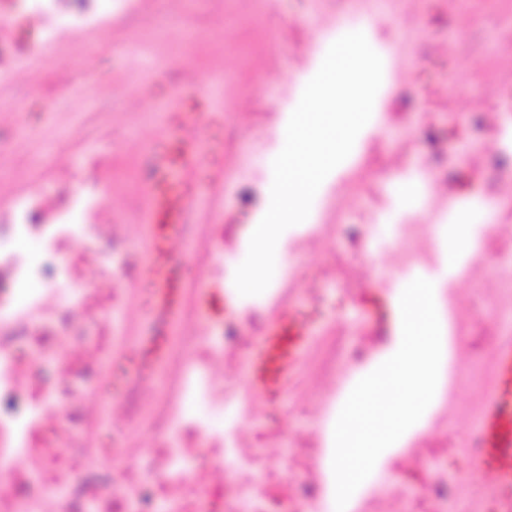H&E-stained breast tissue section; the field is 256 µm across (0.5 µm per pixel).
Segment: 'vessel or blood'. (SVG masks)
Instances as JSON below:
<instances>
[{
    "instance_id": "1",
    "label": "vessel or blood",
    "mask_w": 512,
    "mask_h": 512,
    "mask_svg": "<svg viewBox=\"0 0 512 512\" xmlns=\"http://www.w3.org/2000/svg\"><path fill=\"white\" fill-rule=\"evenodd\" d=\"M209 120L205 112L178 114L148 184L146 205L150 224L144 272L146 279L163 291L176 282L170 244L179 235L180 227L172 203L177 200L194 205L195 176L201 164L197 145L182 137L180 126L193 121L204 125ZM309 344L308 329L297 315L286 308L277 309L245 376L242 398L276 402L305 362ZM483 401L479 416L480 450L471 466L492 477L494 490H508L512 488V336L498 339L493 346Z\"/></svg>"
}]
</instances>
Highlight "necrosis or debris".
Listing matches in <instances>:
<instances>
[{"label": "necrosis or debris", "mask_w": 512, "mask_h": 512, "mask_svg": "<svg viewBox=\"0 0 512 512\" xmlns=\"http://www.w3.org/2000/svg\"><path fill=\"white\" fill-rule=\"evenodd\" d=\"M140 0H0V98L27 101L20 58L38 44L56 45L64 64L89 60L91 38L115 9L135 19ZM33 30L21 35L19 18ZM112 155L95 152L78 166H53L46 182L25 180L0 205V512H286L268 486L272 461H255L244 437L224 426L238 403L219 366L246 350L244 333L259 334L267 313L288 299V283L244 308L245 326L194 322L187 305L146 296L147 330L128 335L126 285L143 266L122 225L112 218ZM231 224L185 214L176 253L179 275L224 277ZM38 242L35 251L23 249ZM186 325L167 351L158 345L172 314ZM102 402L86 410L77 382ZM151 447L132 453L141 431ZM238 476L224 483V464Z\"/></svg>", "instance_id": "obj_1"}]
</instances>
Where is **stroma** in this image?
<instances>
[{"instance_id": "1", "label": "stroma", "mask_w": 512, "mask_h": 512, "mask_svg": "<svg viewBox=\"0 0 512 512\" xmlns=\"http://www.w3.org/2000/svg\"><path fill=\"white\" fill-rule=\"evenodd\" d=\"M498 2L169 0L179 22L160 29L155 0H141L136 21L116 20L97 34V52L110 67L89 62L71 79V120L46 105L32 137L17 106L0 104V127L15 133L20 153L33 149L72 163L108 143L92 119L102 94L116 100L114 124L142 114L111 145L112 215L139 246L146 222L140 161L166 133L169 114L192 111V93L204 88L209 111L223 116L224 167L202 173L197 208L239 225V240L225 248L236 267L270 205L272 163L329 47L327 32H364L383 61L371 119L320 186L308 218L280 236L273 278L288 280L292 304L311 321L313 356L328 338L341 343L334 388L340 405L394 349L403 289L415 278L430 280L450 307L443 369L455 371L459 395L451 402L445 390L436 392L354 492V512H401L407 502L426 512H495L462 442L477 428L492 339L512 334V309L498 305L512 277V192L497 188L494 167L497 126L512 119V48L498 38ZM475 32L484 47L470 55L464 48ZM403 39L417 45L408 60L397 51ZM167 81L169 95L157 96ZM410 214L421 223L405 240L400 221ZM407 253L416 263L403 265ZM332 263L339 271L325 278ZM205 292L195 308L199 319H240L245 298L233 277ZM313 356L277 406L257 401L246 416L237 407L224 411L254 455L275 461L289 512L311 479L303 448L317 443L325 457L333 455L338 414L321 407L327 388ZM439 475L448 486L444 496L432 490Z\"/></svg>"}]
</instances>
